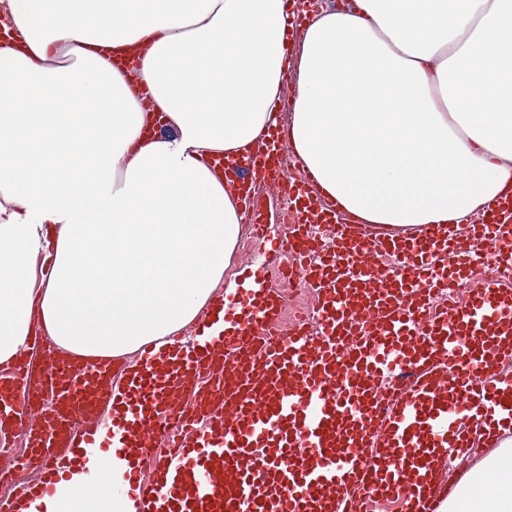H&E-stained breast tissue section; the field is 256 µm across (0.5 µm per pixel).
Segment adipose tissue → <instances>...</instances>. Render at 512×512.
Here are the masks:
<instances>
[{"label": "adipose tissue", "mask_w": 512, "mask_h": 512, "mask_svg": "<svg viewBox=\"0 0 512 512\" xmlns=\"http://www.w3.org/2000/svg\"><path fill=\"white\" fill-rule=\"evenodd\" d=\"M0 47V365L34 322L82 358L192 323L242 216L209 158L261 144L288 77L286 0H5ZM135 58L112 65L108 46ZM289 145L367 224L416 230L512 208V0H354L298 53ZM51 263L39 281L38 259ZM128 460L90 451L24 512H132ZM500 475L481 487L483 472ZM446 512H512V438Z\"/></svg>", "instance_id": "obj_1"}]
</instances>
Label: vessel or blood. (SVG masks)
<instances>
[{
    "instance_id": "b4317fda",
    "label": "vessel or blood",
    "mask_w": 512,
    "mask_h": 512,
    "mask_svg": "<svg viewBox=\"0 0 512 512\" xmlns=\"http://www.w3.org/2000/svg\"><path fill=\"white\" fill-rule=\"evenodd\" d=\"M286 138L272 128L262 150L213 166L243 184L240 203L268 256L292 254L316 297L318 332L279 328L283 299L252 278L212 306L230 323L220 339L177 340L140 352L121 392L111 359L84 361L47 337L41 368L18 357L0 369V421L20 420L30 456L16 472L41 471L40 494L87 449L140 460L162 456L152 483L126 479L136 512H441L455 486L445 462L512 430V213L471 225L468 250L439 224L402 237L341 219L302 172L287 178ZM261 172L292 206L287 237H268L266 204L247 187ZM332 232L320 249L312 226ZM493 262L468 302L434 305L469 271ZM193 401L192 410L181 400ZM40 412H30V405Z\"/></svg>"
}]
</instances>
